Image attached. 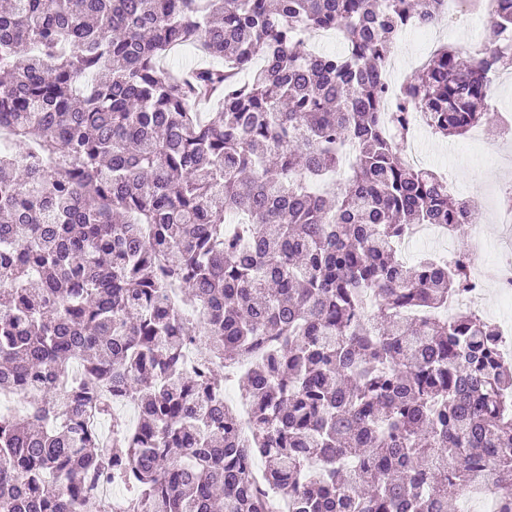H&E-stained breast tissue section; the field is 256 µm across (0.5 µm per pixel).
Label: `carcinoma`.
<instances>
[{
    "instance_id": "carcinoma-1",
    "label": "carcinoma",
    "mask_w": 512,
    "mask_h": 512,
    "mask_svg": "<svg viewBox=\"0 0 512 512\" xmlns=\"http://www.w3.org/2000/svg\"><path fill=\"white\" fill-rule=\"evenodd\" d=\"M442 0H11L0 12V512H448L500 448L512 502V362L479 311H435L461 260L397 247L473 205L402 160L406 114L491 123L512 0L461 62L437 48L388 106L384 64ZM338 31L341 54L303 49ZM207 64L173 76L180 47ZM206 304L212 366L184 352ZM82 377L72 380L73 361ZM237 366L251 403L224 407ZM263 459V475L250 461Z\"/></svg>"
}]
</instances>
